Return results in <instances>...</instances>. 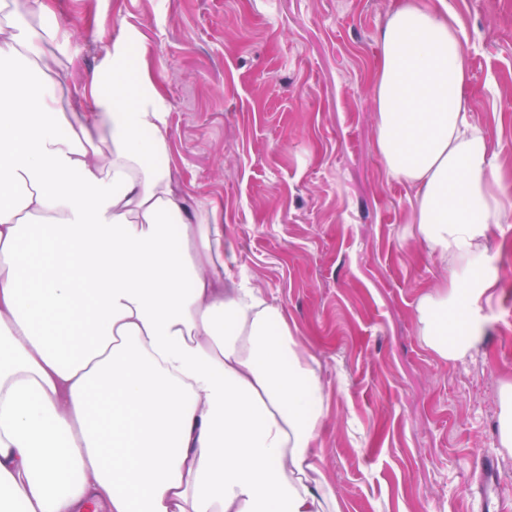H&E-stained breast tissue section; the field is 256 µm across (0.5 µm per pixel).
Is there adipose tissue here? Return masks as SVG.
I'll return each instance as SVG.
<instances>
[{"instance_id":"1","label":"adipose tissue","mask_w":512,"mask_h":512,"mask_svg":"<svg viewBox=\"0 0 512 512\" xmlns=\"http://www.w3.org/2000/svg\"><path fill=\"white\" fill-rule=\"evenodd\" d=\"M0 0V512H342L321 466L320 363L224 254L169 165L163 99L115 43L73 97L60 26ZM373 77L388 176L446 271L416 305L440 359L479 349L481 272L512 222L465 98L461 25L397 0Z\"/></svg>"}]
</instances>
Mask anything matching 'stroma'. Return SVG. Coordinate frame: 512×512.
Returning <instances> with one entry per match:
<instances>
[{"label": "stroma", "instance_id": "35a3bbf8", "mask_svg": "<svg viewBox=\"0 0 512 512\" xmlns=\"http://www.w3.org/2000/svg\"><path fill=\"white\" fill-rule=\"evenodd\" d=\"M396 0H57L73 93L122 35L144 49L168 112L167 160L190 205L283 307L322 366V467L342 512H482L493 456L503 512L512 457L497 439L512 380V226L481 270L498 291L481 351L438 359L415 320L445 272L414 238L412 189L377 147L371 76ZM469 59L465 94L512 175V0H446Z\"/></svg>", "mask_w": 512, "mask_h": 512}]
</instances>
